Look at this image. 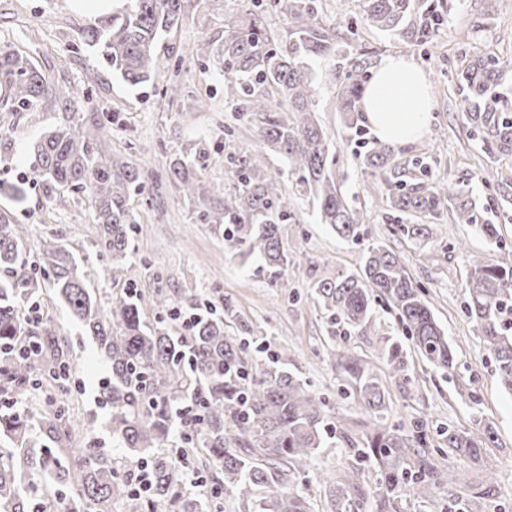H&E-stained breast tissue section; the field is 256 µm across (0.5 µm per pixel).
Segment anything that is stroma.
I'll return each instance as SVG.
<instances>
[{
    "label": "stroma",
    "instance_id": "1",
    "mask_svg": "<svg viewBox=\"0 0 512 512\" xmlns=\"http://www.w3.org/2000/svg\"><path fill=\"white\" fill-rule=\"evenodd\" d=\"M443 4V22L429 37L407 29L395 34L367 29L359 52L371 71L383 58L394 55L408 58L423 72L432 97L430 122L437 130L403 146L405 157L423 161L414 168V176L444 179L469 189L481 220L499 224L503 238L512 242V194L500 196L482 184L488 176L512 182V164L491 159L482 150L448 76L462 50L488 45L512 53V0H443ZM237 7V0H197L178 28L164 37L161 57L177 70L182 88L180 100L173 103L162 98L161 80L128 85L95 49L82 44L80 31L97 18L76 10L69 0H0V47L24 51L50 80L70 84L82 99L84 121L106 112L120 114V124L103 137V148L128 155L152 176L148 200L138 206L133 234L136 264L128 273L138 290L147 295L163 291L185 313L206 301L217 307L231 302L254 330H267L271 352L282 353L289 369L310 381L329 399L330 409L348 420L356 442L365 434L367 416L353 399L341 394L340 375L328 353L336 347L358 357L375 356L382 338L396 334V315L381 306L373 324L347 336H329L326 314L310 297L309 272L315 268L327 276L353 270L363 247L375 242L386 243L399 254L414 280L427 289L428 304L455 350L457 374L445 377L419 361L412 369L417 379L414 387L388 382L391 422L406 428L422 418L432 434L441 426L478 438L493 431L497 473L485 512H512V394L500 385L492 355L464 314L467 270L474 262L492 258L493 247L474 225L454 223L448 214L441 220L443 243L429 250L417 251L391 234L396 215L383 198L367 196V182L357 165L361 139H373L374 133L369 130L358 137L345 130L334 110L336 90L323 64L312 65L320 87L318 114L335 133V174L345 194L357 196L370 215L362 242L340 240L318 223L308 205L297 204L296 223L284 227L295 249L284 283L277 288L257 263L244 264L228 254L223 238L198 223L194 206L168 187L166 152L202 138L212 148L206 183L232 194V182L225 174L228 158L255 144L254 122L234 119L225 111L222 77L217 70H205L192 50L201 28L222 36L225 13ZM61 117L60 104L50 101L30 111L0 107V183H24L27 194L25 204L18 207L0 194V206L13 208L18 223L28 226L31 243L59 239L93 270L99 264L92 250L97 227L85 195H77L65 207L50 206L29 171L31 145L58 125ZM228 125L234 127V136H225ZM461 244L466 247L462 253L457 250ZM36 302L41 322L56 329L70 366L65 409L82 425L84 447L108 449L122 469L136 468V457L113 442L106 426L107 410L99 396L106 367L96 357L92 337L52 291H43ZM354 461L347 444L327 445L306 479L295 487L308 495L316 512H324L321 476L338 475Z\"/></svg>",
    "mask_w": 512,
    "mask_h": 512
}]
</instances>
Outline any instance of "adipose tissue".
<instances>
[{
	"label": "adipose tissue",
	"mask_w": 512,
	"mask_h": 512,
	"mask_svg": "<svg viewBox=\"0 0 512 512\" xmlns=\"http://www.w3.org/2000/svg\"><path fill=\"white\" fill-rule=\"evenodd\" d=\"M431 105L423 73L401 56L381 60L362 98L365 119L374 133L397 145L413 143L424 135Z\"/></svg>",
	"instance_id": "adipose-tissue-1"
}]
</instances>
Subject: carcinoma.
Here are the masks:
<instances>
[{
    "label": "carcinoma",
    "instance_id": "obj_1",
    "mask_svg": "<svg viewBox=\"0 0 512 512\" xmlns=\"http://www.w3.org/2000/svg\"><path fill=\"white\" fill-rule=\"evenodd\" d=\"M190 0H125L112 18L81 33L100 50L112 71L136 86L159 74V44L183 20ZM363 25L398 32L413 13L428 35L432 5L414 0H362ZM288 24V45L275 44L264 18L246 2L224 19V38L201 32L196 57L213 63L224 78L227 111L257 117V145L231 160L228 178L235 189L228 200L209 192L204 175L211 159L208 142L196 141L170 155L166 175L179 195L199 202L196 220L224 237L230 254L242 262L254 259L281 280L290 265L282 225L293 219V198L300 197L345 241L360 239L368 211L349 200L332 171L334 144L317 114L319 94L311 59L336 61L359 38L357 28L339 31L324 24L315 0H268ZM457 90L466 103L465 118L478 131L484 150L512 157V56L478 48L459 55ZM368 82L360 61L335 95V111L349 131L361 135L360 100ZM274 88L277 97L268 95ZM61 103L67 115L31 147L29 168L41 181L46 202L70 203L86 194L97 225L94 251L108 257L96 275L115 280L132 263L131 238L137 224L134 196L145 194L142 172L117 153L106 155L99 139L120 121L114 112L90 123L80 115L79 94L70 85L50 81L20 50L0 49V104L24 110L42 100ZM281 156L286 167L268 169V155ZM371 178L370 196H383L398 213L423 219L421 224H393L392 235L424 248L441 237L432 223L443 211L455 223L474 224L493 244V258L467 271L465 312L495 360V373L512 394V246H503L497 225L481 224L469 195L451 184L418 181L398 162L391 144L373 140L357 155ZM27 227L0 212V393L20 406L0 412V512H47L51 500L67 490L68 512H202L198 498L185 493L182 459L193 453L212 474L223 479L213 488L231 492L251 504L252 512H314L304 493L290 484L305 472L331 439L350 440L345 420L331 417L328 401L286 367L281 354L247 366V341L231 333L241 322L235 306L204 315L187 330L159 318L174 309L162 292L146 295L132 282L112 291L108 307L91 294L88 271L63 244L39 249L30 265L24 250ZM50 287L71 315L90 333L99 359L109 373L100 398L108 407V427L138 462L148 464L151 486L137 494L129 476L116 467L104 448H73L72 434L62 428V408L25 406L28 388L60 389L67 365L51 326L32 322L25 307ZM314 300L332 328L349 331L373 321L383 302L398 312L403 337L384 338L377 360L337 350L331 362L344 380L343 393L361 403L370 428L354 449L356 461L338 481L324 478L328 512H408L429 505L440 512H472L491 491L479 485L470 496L451 491L444 461L466 456L495 479L487 454L494 438H475L451 427L441 430L442 446L433 447L426 420L405 429L388 424L389 398L378 363L391 378L411 381L418 357L448 374L455 372V351L425 301L424 288L413 281L404 261L382 244L362 253L355 271L325 277L311 273ZM155 319H149V316ZM32 345L28 356L20 347ZM178 440L179 455L157 452Z\"/></svg>",
    "mask_w": 512,
    "mask_h": 512
}]
</instances>
